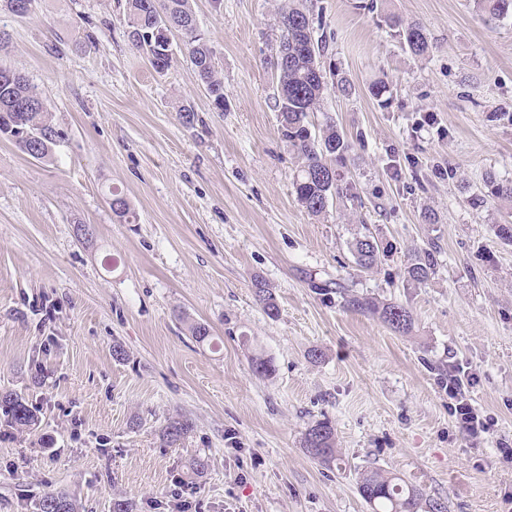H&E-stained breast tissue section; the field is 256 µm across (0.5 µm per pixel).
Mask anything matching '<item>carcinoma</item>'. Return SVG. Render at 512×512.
<instances>
[{
    "mask_svg": "<svg viewBox=\"0 0 512 512\" xmlns=\"http://www.w3.org/2000/svg\"><path fill=\"white\" fill-rule=\"evenodd\" d=\"M128 31L132 47L145 54L151 64L169 65L171 55L155 30L164 20L183 37L198 78L212 98L216 109L224 107V84L218 76L215 50L195 22L191 0H126ZM477 7L493 19L512 17V0H476ZM390 29L402 40L413 55L423 57L432 49L425 28L417 23H405L395 15L385 17ZM279 32L278 51L286 58L277 66L281 90L275 97L279 132L288 150L300 161L292 188L297 201L313 216L328 209L329 201L350 195L351 183L340 178L337 170L346 166L351 144L328 122L317 128L311 115L320 111L325 92L346 86V81L329 83L324 76V58L328 53L326 37L317 32L310 10L298 0H289L275 18ZM10 130L17 147L34 159L49 156L55 139L64 134L54 121L51 111L39 92L19 71L0 68V127ZM485 186L497 198L512 200V180L499 181L494 175L486 178ZM355 264L369 270L377 262L381 247L370 233L357 235L351 243ZM437 248L429 245L414 250L408 258L404 274L407 281L426 282L436 273ZM255 296L266 314L278 316V305L272 289L254 279ZM338 293L344 308L377 317L391 331L408 333L414 318L404 305L382 302L359 295L349 288ZM0 414L12 427L35 424L36 410L25 398L13 393L0 394ZM192 430L184 418H172L162 428V439L171 447ZM303 448L314 459L330 463L338 459L334 428L327 420L309 426ZM358 491L371 512H447L443 501L426 496L421 489L407 484L397 475H385L378 470L361 473ZM37 512H78L76 499L61 491H45L36 503Z\"/></svg>",
    "mask_w": 512,
    "mask_h": 512,
    "instance_id": "obj_1",
    "label": "carcinoma"
}]
</instances>
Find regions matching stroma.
Wrapping results in <instances>:
<instances>
[{"label":"stroma","instance_id":"stroma-1","mask_svg":"<svg viewBox=\"0 0 512 512\" xmlns=\"http://www.w3.org/2000/svg\"><path fill=\"white\" fill-rule=\"evenodd\" d=\"M282 3L193 0L224 80L220 111L181 40L162 73L130 45L125 0L0 12V67L36 85L67 133L45 160L0 135V393L39 411L23 431L0 419V512H36L52 489L79 512L116 499L133 512H369L357 482L370 469L448 512H512L499 450L512 444V242L498 235L512 201L474 204L486 174L512 179V18L474 0H306L325 67L352 86L329 92L314 121L351 143L357 198L316 217L293 192L298 162L274 109ZM390 13L424 26L429 56L392 36ZM377 81L386 101L369 92ZM114 190L134 223L113 214ZM364 230L385 249L369 271L350 250ZM431 243L437 273L407 282L409 252ZM258 277L277 318L255 298ZM340 283L409 307L411 332L341 307ZM260 357L268 376L253 370ZM454 363L493 420L477 439L448 413L440 374ZM178 415L193 428L169 447L161 430ZM318 420L334 428L337 461L302 446ZM198 455L209 467L195 476Z\"/></svg>","mask_w":512,"mask_h":512}]
</instances>
